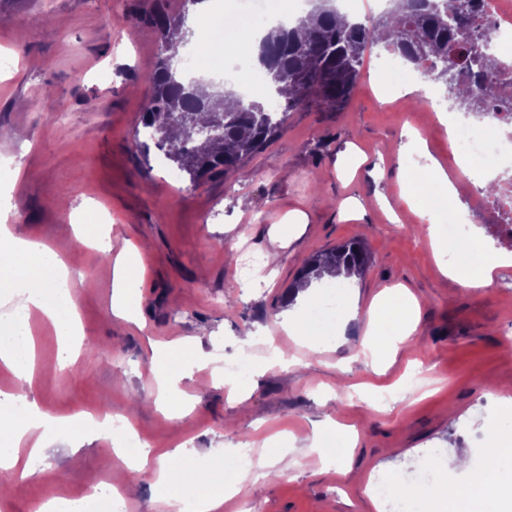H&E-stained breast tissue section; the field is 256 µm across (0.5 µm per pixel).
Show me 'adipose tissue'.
Segmentation results:
<instances>
[{"label":"adipose tissue","mask_w":512,"mask_h":512,"mask_svg":"<svg viewBox=\"0 0 512 512\" xmlns=\"http://www.w3.org/2000/svg\"><path fill=\"white\" fill-rule=\"evenodd\" d=\"M285 0H245L243 11L214 18L208 0H200L202 18L214 19L224 34L223 41L211 40L209 31L197 29L194 37L209 46L212 54L244 51L252 46L251 26L256 18L282 13ZM482 158L464 157L459 168L461 179L451 180L439 164L427 167L422 175L405 173L407 203L428 218V232L439 250L460 248L448 222V209L467 191L466 176L481 171ZM462 265L446 274L464 288H489L494 284L493 263L467 248ZM142 274V254L138 247L124 248L112 271V313L134 320L138 309L135 290ZM71 271L64 258L45 242L14 235L0 225V288H16L23 295L22 305L12 316L0 319V365L17 379L15 389L0 391V478L27 479L33 471L20 463L18 451L30 441V456L42 455L47 445L62 440L79 448L95 438L111 439L119 455L131 470H140L146 459L133 431L115 434L107 421L87 415L56 416L42 409L33 394L37 341L32 318L49 322L56 332L58 356L53 370L63 369L74 359L81 346L84 329L70 292ZM360 319L366 336L389 337L394 349L412 351L413 334L418 324V306L401 292H387L376 298L366 311H359L351 295L349 279L338 274L329 288L307 297L290 321V328L314 345H333L350 321ZM200 337L187 338L175 346L153 348L152 371L159 382L158 405L171 417L185 415V407L173 406L179 373L187 371L200 350ZM249 457L227 462L220 457L201 459L184 447H177L159 461L155 479L157 492L177 506L179 512H222L224 500L231 495L241 474L249 472ZM456 502L460 512H503L512 504V450L498 446L487 448L481 468L473 481L451 484L442 479L440 466L432 462L420 471L415 484L401 488L396 496L397 512H428L430 500Z\"/></svg>","instance_id":"ef3b65f1"}]
</instances>
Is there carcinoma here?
I'll return each instance as SVG.
<instances>
[{
    "instance_id": "carcinoma-1",
    "label": "carcinoma",
    "mask_w": 512,
    "mask_h": 512,
    "mask_svg": "<svg viewBox=\"0 0 512 512\" xmlns=\"http://www.w3.org/2000/svg\"><path fill=\"white\" fill-rule=\"evenodd\" d=\"M201 0H181L177 14L158 12L150 22L160 46L172 52L184 46L182 17L187 5ZM479 0H403L397 20L382 15L365 22H348L334 0H314L307 16L293 27L278 25L268 30L259 44V62L270 76L273 95L285 105L261 101L243 102L233 90L197 94L201 80H189L169 67L160 52L155 68L144 76L150 88L141 113L145 134L163 152L165 159L198 184L213 173L229 175L261 150L286 127L289 113L301 106L339 110L347 106L361 76L367 49L379 43L375 32L392 26L384 41L389 53L445 85L454 107L481 114L490 55L476 42L461 48L468 69L467 80L455 73L453 47L460 32L470 29L469 18ZM219 126L217 136L197 135L203 126ZM368 264L366 245L350 239L311 257L297 284L310 286L325 275L343 270L362 276Z\"/></svg>"
}]
</instances>
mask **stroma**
<instances>
[{
	"mask_svg": "<svg viewBox=\"0 0 512 512\" xmlns=\"http://www.w3.org/2000/svg\"><path fill=\"white\" fill-rule=\"evenodd\" d=\"M178 11L180 0H0V165L23 171L0 179L16 234L47 239L68 262L71 289L95 358L36 376L34 394L59 415L127 416L151 453L125 512H162L154 492L160 455L177 447L204 454L245 452L270 464L265 437L282 429L296 448L284 475L258 489L243 478L223 512H381L368 494L380 471L404 472L440 451L447 464L489 445L498 410L512 401V270H496L487 289L458 286L445 254L422 232L402 197L397 162L383 152L419 131L429 156L453 169L447 126H436L443 93L427 107L382 102L373 82L386 52L374 46L343 110L298 109L283 132L229 177L197 187L158 150L141 152L135 134L149 88L143 77L159 42L145 14ZM46 14L44 23L33 18ZM52 93V112L37 96ZM111 225L106 245L56 236L80 205ZM288 243L273 235L293 217ZM369 246L368 267L353 282L359 308L383 289L405 286L420 303L415 354L376 367L361 356V322L336 348L308 346L289 334L281 312L310 257L352 239ZM146 244L140 311L112 314V268L125 244ZM278 256L270 284L244 291L249 257ZM234 309H227V300ZM198 336L204 360L177 383L182 419L157 407L151 346ZM266 364L242 413L216 380L215 360ZM354 426L352 471L341 474L311 450L326 418ZM37 474L12 484L0 512H34L50 496L82 499L122 486L130 472L108 440L78 452L55 443L31 459ZM68 480H55L57 471Z\"/></svg>",
	"mask_w": 512,
	"mask_h": 512,
	"instance_id": "obj_1",
	"label": "stroma"
}]
</instances>
